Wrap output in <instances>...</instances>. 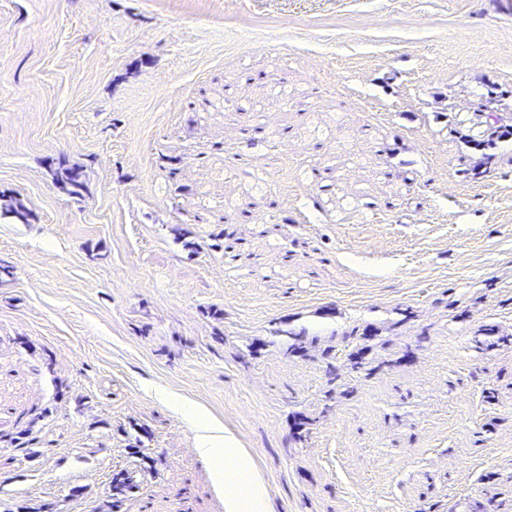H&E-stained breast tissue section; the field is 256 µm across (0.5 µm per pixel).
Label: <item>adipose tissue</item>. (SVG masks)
<instances>
[{
	"label": "adipose tissue",
	"instance_id": "adipose-tissue-1",
	"mask_svg": "<svg viewBox=\"0 0 512 512\" xmlns=\"http://www.w3.org/2000/svg\"><path fill=\"white\" fill-rule=\"evenodd\" d=\"M173 408L195 427V451L210 466V480L222 497L224 512H273L265 479L246 449L237 447L223 423L203 418L185 400L172 399Z\"/></svg>",
	"mask_w": 512,
	"mask_h": 512
}]
</instances>
